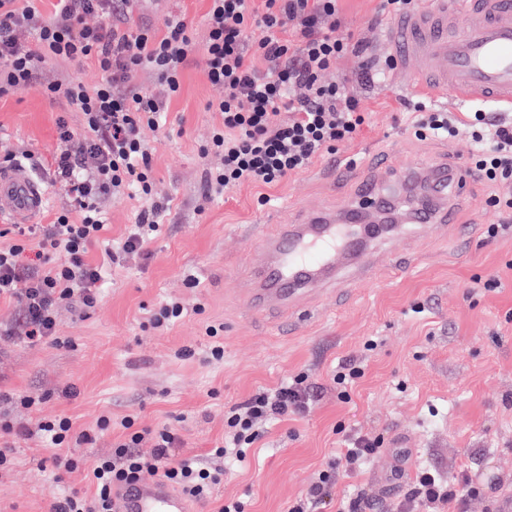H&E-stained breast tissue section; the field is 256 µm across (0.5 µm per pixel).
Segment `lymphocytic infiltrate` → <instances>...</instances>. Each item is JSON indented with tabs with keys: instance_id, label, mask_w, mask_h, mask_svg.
Segmentation results:
<instances>
[{
	"instance_id": "1",
	"label": "lymphocytic infiltrate",
	"mask_w": 512,
	"mask_h": 512,
	"mask_svg": "<svg viewBox=\"0 0 512 512\" xmlns=\"http://www.w3.org/2000/svg\"><path fill=\"white\" fill-rule=\"evenodd\" d=\"M0 0V97L40 86L53 101L76 106L84 117L75 130L65 117L56 121L64 148L55 155L56 171L65 180L72 209L57 212L49 224H17L0 230V299L19 310L23 340H54L57 311L67 305L79 314L95 308L103 279L90 250L106 244L105 204L124 195L151 197V153L140 137L143 127H159L166 104L137 83L140 70L152 69L170 94L181 89L182 72L196 49H203L205 71L224 96L208 102L224 122L202 147V155L219 156L206 182L221 196L243 185H274L303 172L313 159L336 151L354 139L364 118L359 101L342 82L321 79L337 59L360 49L336 22L337 0H210L207 35L197 45L186 15L170 16L163 33L126 26L131 0H53L44 17L34 0L17 7ZM102 19L87 25V15ZM32 30L35 39L21 46L17 29ZM95 60L103 74L94 90L71 78L48 77L50 62ZM284 121H276L277 112ZM474 151L471 169L491 183L512 181V117L483 111L471 118ZM166 207L154 201L129 225L107 254L113 264L143 255L148 241L162 231ZM314 384L301 372L273 388L256 390L224 415V442L208 458H175L182 438L177 429L136 430L132 417L101 416L103 430L119 429L122 437L109 454L94 462L93 494L73 490L51 512H112L114 486L159 476L187 499L206 502L224 479V463L241 462L271 421L308 414ZM151 441L153 452L138 447ZM380 452L378 440L356 434L339 459L329 460L289 512H314L328 498L341 471H356ZM477 490L466 477L441 478L420 471L404 512L426 504L436 512L461 505Z\"/></svg>"
}]
</instances>
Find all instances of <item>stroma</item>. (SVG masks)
<instances>
[{
    "mask_svg": "<svg viewBox=\"0 0 512 512\" xmlns=\"http://www.w3.org/2000/svg\"><path fill=\"white\" fill-rule=\"evenodd\" d=\"M208 9L207 0H137L127 23L160 30L169 15L183 12L200 42ZM338 18L361 53L337 59L323 79L346 82L360 100L365 122L352 141L276 186L210 195L205 172L220 159L201 148L223 117L206 105L224 91L208 81L203 55L195 53L163 130L143 131L154 198L169 202L163 233L144 257L120 267L95 251L105 265L101 300L83 317L62 308L57 342L0 337V390L46 397L30 410L0 402V414L31 429L18 440L0 439L11 459L0 471V512H48L67 488L92 491L90 466L119 437L99 429L101 416L133 415L141 428H176L177 456L203 458L224 440L225 411L299 372L316 384L314 409L269 425L232 477L215 486L213 504L235 497L246 512H288L356 432L383 437V451L342 477L317 512H340L356 494L369 512H396L421 467L471 476L480 494L466 512H491L499 493H512V217L487 203L493 195L512 196V183L474 179L453 223L404 226L396 242L378 247L369 278L304 303L286 332L246 320L239 308L236 288L250 277L255 253L241 225L270 234L321 211L339 214L357 180L371 175L391 190L399 174L425 162L452 165L472 151L464 121L448 139L414 134L416 104L456 113L465 104L436 96L404 72L387 69L381 83L367 79L366 69L384 67L387 56L392 15L384 0H339ZM62 114L81 126L80 112L49 100L40 87L0 99V156L31 152L28 165L47 193L43 224L69 204L53 163ZM349 163L351 179L327 180L333 167ZM491 224L504 232L489 237ZM494 276L498 287L485 289ZM192 277L198 287L189 286ZM170 297L185 302L186 316L167 330L152 328L150 310ZM211 324L224 327V358L207 363ZM370 339L375 349H366ZM183 348L194 357L177 358ZM349 358L363 362L365 375L342 401L331 375ZM68 388L74 396H65ZM63 417L93 438L73 448L80 466L71 473L54 469L53 449L34 430L38 421Z\"/></svg>",
    "mask_w": 512,
    "mask_h": 512,
    "instance_id": "obj_1",
    "label": "stroma"
}]
</instances>
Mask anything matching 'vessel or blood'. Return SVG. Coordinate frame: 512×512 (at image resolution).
Instances as JSON below:
<instances>
[{
	"instance_id": "vessel-or-blood-1",
	"label": "vessel or blood",
	"mask_w": 512,
	"mask_h": 512,
	"mask_svg": "<svg viewBox=\"0 0 512 512\" xmlns=\"http://www.w3.org/2000/svg\"><path fill=\"white\" fill-rule=\"evenodd\" d=\"M399 71L436 94L458 102L491 101L512 106V0H423L410 14L391 21L386 38ZM424 174L438 197L466 194L471 174L428 164ZM46 195L41 181L24 167L0 171V212L19 224L34 223ZM376 181L360 183L342 217L323 213L280 225L256 239L255 265L244 290L249 312L258 316L292 308L335 285L346 258L356 276L372 271L375 243L393 231L369 227L372 213L389 208ZM114 512H198L196 506L159 478L125 484L112 493Z\"/></svg>"
}]
</instances>
